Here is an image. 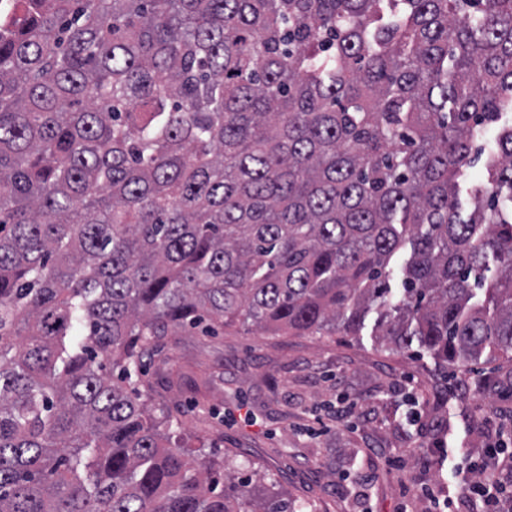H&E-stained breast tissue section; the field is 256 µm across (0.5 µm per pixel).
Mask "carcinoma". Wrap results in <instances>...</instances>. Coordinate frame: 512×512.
<instances>
[{
	"label": "carcinoma",
	"mask_w": 512,
	"mask_h": 512,
	"mask_svg": "<svg viewBox=\"0 0 512 512\" xmlns=\"http://www.w3.org/2000/svg\"><path fill=\"white\" fill-rule=\"evenodd\" d=\"M508 111L512 0H0V512H293L147 403L176 330L512 354Z\"/></svg>",
	"instance_id": "1"
}]
</instances>
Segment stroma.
<instances>
[{
    "label": "stroma",
    "instance_id": "obj_1",
    "mask_svg": "<svg viewBox=\"0 0 512 512\" xmlns=\"http://www.w3.org/2000/svg\"><path fill=\"white\" fill-rule=\"evenodd\" d=\"M145 364L192 460L227 459L225 483L258 475L296 512H428L422 488L452 482L438 442L481 447L489 415L512 416L511 358L461 373L369 335L179 331ZM338 401L356 403L354 424Z\"/></svg>",
    "mask_w": 512,
    "mask_h": 512
}]
</instances>
